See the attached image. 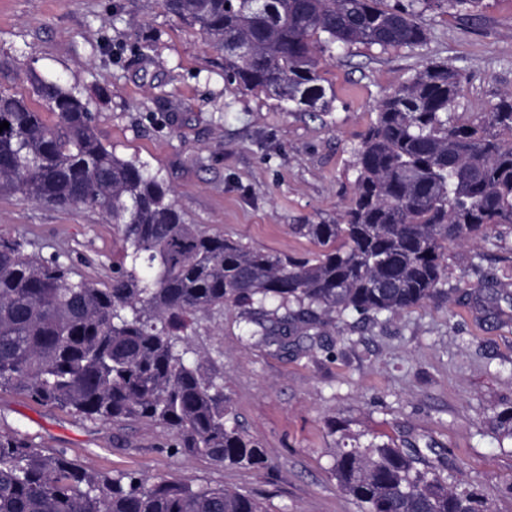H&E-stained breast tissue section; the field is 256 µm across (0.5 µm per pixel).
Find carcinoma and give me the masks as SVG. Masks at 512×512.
I'll list each match as a JSON object with an SVG mask.
<instances>
[{"label": "carcinoma", "instance_id": "obj_1", "mask_svg": "<svg viewBox=\"0 0 512 512\" xmlns=\"http://www.w3.org/2000/svg\"><path fill=\"white\" fill-rule=\"evenodd\" d=\"M224 51V71L290 112H328L320 60L353 44L422 43L427 11H478L481 0H165ZM461 70L429 62L388 93L354 149L356 178L339 224H300L312 259L251 250L186 223L147 166L101 141L88 104L59 80L0 91V195L87 208L117 229L112 280L75 279L59 257L0 237V388L103 422L166 427L169 448L256 467L264 451L237 423L224 382L192 361L197 318L242 310L267 343L316 330L322 317L375 316L445 296L450 242L512 229V92L464 122ZM494 425L512 438V407ZM332 474L360 512H492L448 488L439 466L393 441H355ZM0 512H264L228 487L101 475L0 432Z\"/></svg>", "mask_w": 512, "mask_h": 512}]
</instances>
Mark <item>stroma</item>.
<instances>
[{"instance_id":"obj_1","label":"stroma","mask_w":512,"mask_h":512,"mask_svg":"<svg viewBox=\"0 0 512 512\" xmlns=\"http://www.w3.org/2000/svg\"><path fill=\"white\" fill-rule=\"evenodd\" d=\"M423 43L355 45L322 65L330 112H289L224 78V54L163 0H0V90L32 96L31 77L87 99L102 142L173 192L186 223L250 249L311 257L300 224H337L351 195L354 149L378 101L432 60L463 73L458 111L512 91V0L477 16L427 13ZM0 236L59 255L97 283L120 241L87 209L0 197ZM448 294L399 313L346 311L318 335L247 339L234 306L199 319L192 346L223 376L238 422L264 449L253 468L172 452L166 427L90 421L0 389V430L65 450L96 471L232 487L266 512H360L332 475L352 438L415 441L446 461L450 487L512 512V440L494 427L512 406V232L448 246Z\"/></svg>"}]
</instances>
